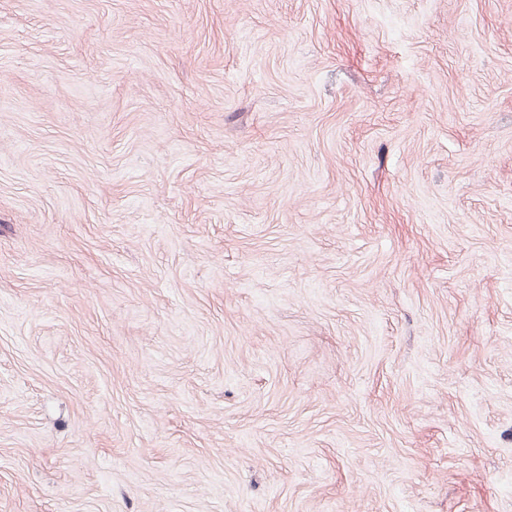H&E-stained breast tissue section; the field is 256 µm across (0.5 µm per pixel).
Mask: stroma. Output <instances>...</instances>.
I'll return each mask as SVG.
<instances>
[{
  "instance_id": "stroma-1",
  "label": "stroma",
  "mask_w": 512,
  "mask_h": 512,
  "mask_svg": "<svg viewBox=\"0 0 512 512\" xmlns=\"http://www.w3.org/2000/svg\"><path fill=\"white\" fill-rule=\"evenodd\" d=\"M0 512H512V0H0Z\"/></svg>"
}]
</instances>
